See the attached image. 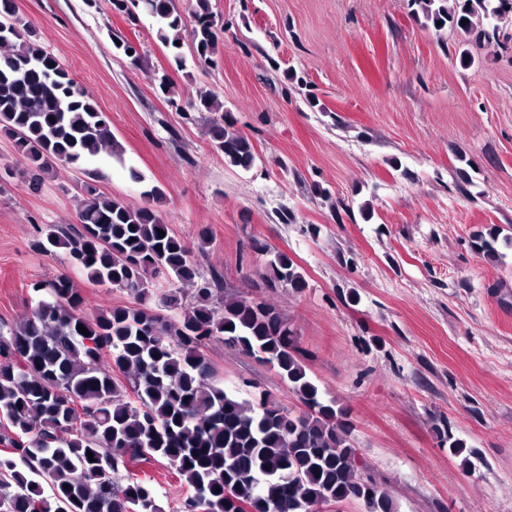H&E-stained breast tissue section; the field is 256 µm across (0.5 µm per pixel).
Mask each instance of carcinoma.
<instances>
[{"instance_id":"1","label":"carcinoma","mask_w":512,"mask_h":512,"mask_svg":"<svg viewBox=\"0 0 512 512\" xmlns=\"http://www.w3.org/2000/svg\"><path fill=\"white\" fill-rule=\"evenodd\" d=\"M138 2L178 66L186 39L199 62L212 61L210 0H195L190 28L174 0ZM411 3L435 29L449 26L480 42L499 41L512 25V0ZM0 45L7 47L0 54V132L14 139L22 174L37 183L58 165L81 168L107 147L119 153L109 117L33 38L13 0H0ZM191 105L216 115L209 134L224 164L251 170L255 146L224 102L199 90ZM83 174L81 230L50 224L39 245L66 250L91 285L123 289L135 304L89 314L79 289L59 276L31 284L34 304L22 322H0V445L7 449L0 512H160L152 485L114 482L128 463L158 459L190 488L183 512H310L320 502L352 499L367 512H394L386 494L357 477L344 409L309 376L285 315L270 303L220 296L221 274L200 273L155 207L161 188L131 207L89 182L94 171ZM255 249L269 255L271 287L306 288L288 254L259 242ZM159 277L170 291L153 308ZM185 285L193 302L173 323L164 311L178 306ZM215 337L276 368L303 409L293 412L266 393L253 402L225 391L203 353Z\"/></svg>"}]
</instances>
